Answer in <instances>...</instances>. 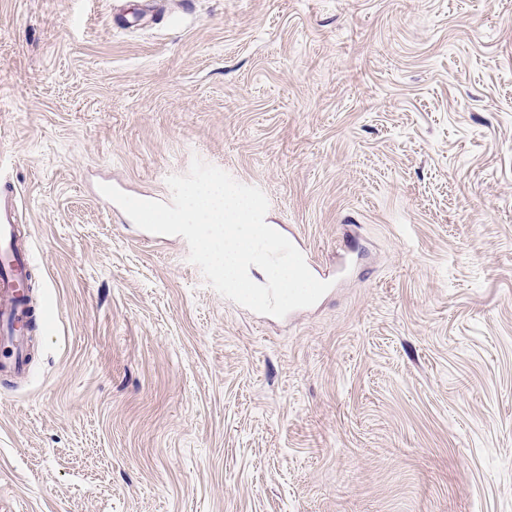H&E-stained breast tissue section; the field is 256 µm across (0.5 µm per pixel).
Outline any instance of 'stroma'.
<instances>
[{
	"mask_svg": "<svg viewBox=\"0 0 512 512\" xmlns=\"http://www.w3.org/2000/svg\"><path fill=\"white\" fill-rule=\"evenodd\" d=\"M196 156L329 294L255 313L95 197ZM8 185L0 512H512V0H0ZM18 204L14 194H0V321L3 339L13 347V358L7 370L22 373L27 368L23 337L17 323L28 320L24 307L16 302L22 276L30 271L31 255L14 244Z\"/></svg>",
	"mask_w": 512,
	"mask_h": 512,
	"instance_id": "35a3bbf8",
	"label": "stroma"
}]
</instances>
